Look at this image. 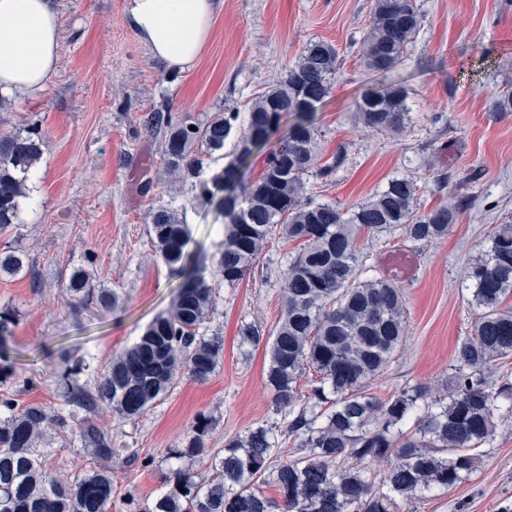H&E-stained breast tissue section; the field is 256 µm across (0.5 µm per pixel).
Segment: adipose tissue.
Masks as SVG:
<instances>
[{"instance_id": "1", "label": "adipose tissue", "mask_w": 512, "mask_h": 512, "mask_svg": "<svg viewBox=\"0 0 512 512\" xmlns=\"http://www.w3.org/2000/svg\"><path fill=\"white\" fill-rule=\"evenodd\" d=\"M219 0H127L129 24L168 69H193ZM59 17L50 0H0V93L39 97L58 63Z\"/></svg>"}]
</instances>
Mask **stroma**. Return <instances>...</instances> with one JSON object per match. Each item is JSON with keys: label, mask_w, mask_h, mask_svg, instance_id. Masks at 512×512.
I'll list each match as a JSON object with an SVG mask.
<instances>
[{"label": "stroma", "mask_w": 512, "mask_h": 512, "mask_svg": "<svg viewBox=\"0 0 512 512\" xmlns=\"http://www.w3.org/2000/svg\"><path fill=\"white\" fill-rule=\"evenodd\" d=\"M55 4L60 40L52 81L35 99L12 93L11 111L0 112V137L24 130L32 119L43 137L22 221L0 230V249L24 251L29 261L28 272L0 275V308L16 310L19 319L8 344L15 369L8 393L21 407L61 408L56 373L80 358L104 369L170 309L179 279L149 235L152 211L162 203L186 208L187 251L215 288L209 327L224 340L208 381L177 375L171 392L132 420L98 408L96 420L111 433L113 447L139 454L110 461L109 512H141L177 467L210 477L207 461L171 456L198 414L211 418L205 443L215 452L230 437L285 419L264 384L266 345L241 346L238 332L245 322L275 330L296 244L274 238L254 274L224 285L212 266L224 241V218L210 204L186 207L195 192L166 173L163 133L147 130L145 122L164 108L192 122L227 108L247 114L251 99L283 80L309 42L321 40L337 51L330 93L313 113L317 163L336 170L327 179L307 176L315 200L346 211L401 177L416 180L424 211L459 196L471 200L440 240L365 233L358 239L363 267L391 277L406 299L404 344L370 393L384 402L419 384L447 394L455 346L477 313L466 268L512 216V112L490 109L492 95L512 91V0H417L422 25L388 73L365 69L358 57L371 0H223L198 64L183 73L158 63L135 35L127 0ZM483 56L492 68L482 79L476 70ZM394 81L406 93L405 127L377 132L358 123L364 94ZM396 252L415 259L413 277L389 276L384 262ZM86 262L94 286L119 295L116 309L67 304L70 271ZM50 451L51 465L72 478L92 464L68 435L56 436ZM479 454L481 465L468 480L423 495L405 512H512V421L502 423ZM145 456L151 467H142Z\"/></svg>", "instance_id": "35a3bbf8"}]
</instances>
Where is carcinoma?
Instances as JSON below:
<instances>
[{
    "label": "carcinoma",
    "mask_w": 512,
    "mask_h": 512,
    "mask_svg": "<svg viewBox=\"0 0 512 512\" xmlns=\"http://www.w3.org/2000/svg\"><path fill=\"white\" fill-rule=\"evenodd\" d=\"M422 21L415 0H372L359 53L363 65L392 70ZM336 62L333 46L309 42L286 78L254 99L236 162L210 179L203 178L206 158L224 148L239 113L217 112L196 124L169 111H155L147 119L148 128L164 131L168 173L192 183L207 201L217 197L222 204L224 242L215 265L225 283L252 273L272 229L300 245L286 272L265 372L276 409L291 416L293 455L282 458L272 429L257 427L225 442L224 453L212 457L211 479L171 470L164 478L166 490L143 512H401L402 504L420 494L447 491L469 478L480 463L477 449L493 438L499 423L512 418V384L487 389L493 362L512 355V307L504 305L512 296V219L495 228L487 254L467 267L480 312L470 334L456 345L452 393L431 399L425 389L412 386L380 402L368 390L403 346L405 299L391 281L364 275L358 235L399 234L411 242H433L448 235L460 208L448 202L419 211L418 185L406 177L390 180L346 213L305 196L304 176L315 163L317 139L310 112L298 116L257 180L238 181L237 164L265 144L287 113L324 102ZM359 118L373 130L403 128L408 119L403 88L365 94ZM41 143L36 122L24 134L0 138V229L20 221L21 199L41 158ZM149 234L156 253L182 278L172 310L156 317L95 376L81 378L86 366L80 362L59 372L63 401L84 412L77 429L70 412L39 404L19 409L0 396V412L7 413L0 420V512H107L111 468L98 466L70 481L49 467L38 448L47 431L69 433L91 458L109 461L125 449L112 447V435L94 422L99 405L121 419L137 418L171 389L178 371L204 382L223 357V339L206 333L215 293L189 265L186 224L160 204L153 209ZM27 265L26 254L0 251V274L16 275ZM91 283L83 268L70 273L69 292L77 306H117L114 292ZM16 326L13 310L0 311L1 386L13 378L2 350ZM238 336L242 345L257 346L264 339L252 323L241 325ZM308 370L316 379L303 391L299 382ZM408 424L411 430H403ZM209 427V416L198 414L173 454L207 456ZM378 463L385 465L381 474L373 471ZM265 486L274 487L277 496H267Z\"/></svg>",
    "instance_id": "carcinoma-1"
}]
</instances>
